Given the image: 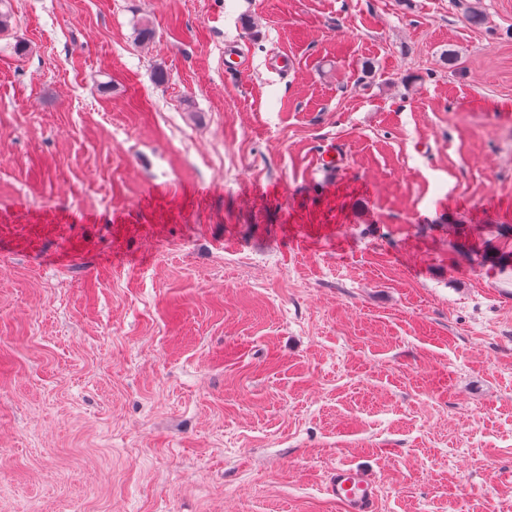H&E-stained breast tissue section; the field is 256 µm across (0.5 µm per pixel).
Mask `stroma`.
Returning <instances> with one entry per match:
<instances>
[{"label":"stroma","mask_w":512,"mask_h":512,"mask_svg":"<svg viewBox=\"0 0 512 512\" xmlns=\"http://www.w3.org/2000/svg\"><path fill=\"white\" fill-rule=\"evenodd\" d=\"M10 3L0 512H512V0ZM329 492L346 512L376 511L374 482L358 469L336 467L330 476Z\"/></svg>","instance_id":"stroma-1"}]
</instances>
